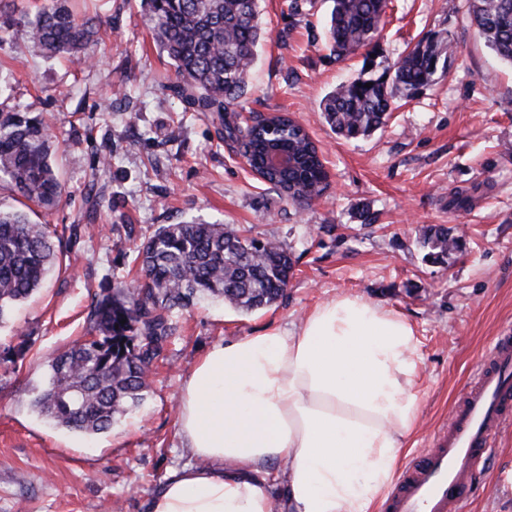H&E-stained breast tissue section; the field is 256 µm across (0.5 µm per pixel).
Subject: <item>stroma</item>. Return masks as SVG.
<instances>
[{
	"mask_svg": "<svg viewBox=\"0 0 512 512\" xmlns=\"http://www.w3.org/2000/svg\"><path fill=\"white\" fill-rule=\"evenodd\" d=\"M39 0H0V112L49 120L68 196L32 208L63 229L59 265L0 325V350L24 352L0 382V512H147L169 472L189 462L176 402L197 360L227 336L267 325L295 328L317 303L358 295L402 313L419 347V422L403 458L431 448L475 381L496 337L512 330V66L487 48L468 0H388L372 48L334 61L326 46L330 0H261L265 39L238 104L285 112L321 149L328 186L312 205L279 198L254 175L215 113L178 91L141 0H67L98 23L90 62L44 59L25 20ZM440 40L431 82L400 100L370 136L346 140L322 102L344 81L391 67L418 43ZM476 188L468 210L450 193ZM192 219L252 227L296 264L285 296L245 314L224 303L178 317L142 405L105 434L56 427L31 405L50 360L84 336L103 280L138 278L133 250L163 224ZM453 228L463 248L429 260L422 230ZM476 473L468 512H512V421Z\"/></svg>",
	"mask_w": 512,
	"mask_h": 512,
	"instance_id": "stroma-1",
	"label": "stroma"
}]
</instances>
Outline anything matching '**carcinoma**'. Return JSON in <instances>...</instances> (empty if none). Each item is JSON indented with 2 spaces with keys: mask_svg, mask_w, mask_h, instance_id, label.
<instances>
[{
  "mask_svg": "<svg viewBox=\"0 0 512 512\" xmlns=\"http://www.w3.org/2000/svg\"><path fill=\"white\" fill-rule=\"evenodd\" d=\"M159 50L171 60L178 88L199 112H226L248 89L246 76L263 40L259 0H142ZM326 22L334 60L368 48L379 31L387 0H331ZM472 22L487 46L512 66V0H469ZM32 45L43 55L88 59L92 22L43 0L27 22ZM437 45L417 44L391 68L341 84L323 103L324 118L346 139L371 135L397 99L427 85L436 70ZM370 87H365V84ZM224 136L241 142L247 162L279 194L307 204L327 188V171L307 132L287 116L241 126L223 122ZM288 152L284 170L264 166L267 152ZM48 123L25 112L0 113V181L27 201L55 209L66 194ZM434 261L462 249L461 238L442 226L423 231ZM50 224H33L23 210L0 208V325L39 288L58 260ZM141 280L105 282L87 315L89 336L57 352L32 406L55 425L95 436L143 401L151 368L176 332L178 314L206 299L242 311L281 299L294 262L280 243L246 235L232 224L191 220L162 224L136 247Z\"/></svg>",
  "mask_w": 512,
  "mask_h": 512,
  "instance_id": "1",
  "label": "carcinoma"
}]
</instances>
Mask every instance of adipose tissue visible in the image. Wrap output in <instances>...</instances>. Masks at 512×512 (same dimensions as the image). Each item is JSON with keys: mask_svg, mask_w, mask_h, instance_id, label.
Wrapping results in <instances>:
<instances>
[{"mask_svg": "<svg viewBox=\"0 0 512 512\" xmlns=\"http://www.w3.org/2000/svg\"><path fill=\"white\" fill-rule=\"evenodd\" d=\"M418 348L406 317L360 296L215 344L180 388L191 461L149 512H375L417 426Z\"/></svg>", "mask_w": 512, "mask_h": 512, "instance_id": "ef3b65f1", "label": "adipose tissue"}]
</instances>
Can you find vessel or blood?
Segmentation results:
<instances>
[{
	"label": "vessel or blood",
	"instance_id": "b4317fda",
	"mask_svg": "<svg viewBox=\"0 0 512 512\" xmlns=\"http://www.w3.org/2000/svg\"><path fill=\"white\" fill-rule=\"evenodd\" d=\"M512 419V335L500 336L437 446L396 475L385 512H467L469 478Z\"/></svg>",
	"mask_w": 512,
	"mask_h": 512
}]
</instances>
